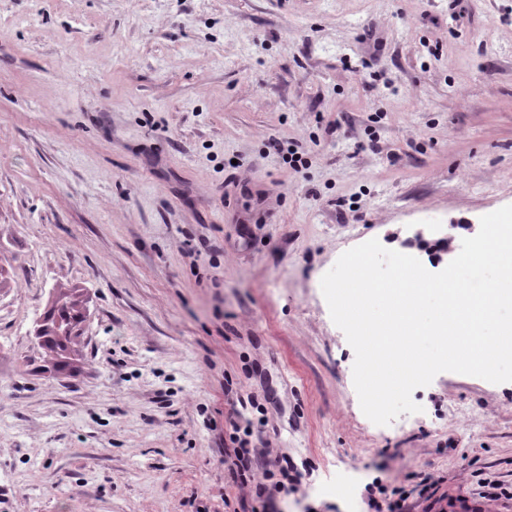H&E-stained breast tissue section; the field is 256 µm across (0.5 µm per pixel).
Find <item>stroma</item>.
<instances>
[{"label": "stroma", "instance_id": "1", "mask_svg": "<svg viewBox=\"0 0 512 512\" xmlns=\"http://www.w3.org/2000/svg\"><path fill=\"white\" fill-rule=\"evenodd\" d=\"M511 204L512 0H0V512H251L228 388L303 474L282 512L428 476L512 512V382L376 425L320 287L372 238L442 271ZM60 288L69 375L31 334Z\"/></svg>", "mask_w": 512, "mask_h": 512}]
</instances>
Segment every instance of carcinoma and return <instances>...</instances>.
<instances>
[{
	"instance_id": "carcinoma-1",
	"label": "carcinoma",
	"mask_w": 512,
	"mask_h": 512,
	"mask_svg": "<svg viewBox=\"0 0 512 512\" xmlns=\"http://www.w3.org/2000/svg\"><path fill=\"white\" fill-rule=\"evenodd\" d=\"M84 320V313L76 290L58 291L48 302L34 329V339L47 357L49 368L58 373H69L74 368L73 332Z\"/></svg>"
}]
</instances>
